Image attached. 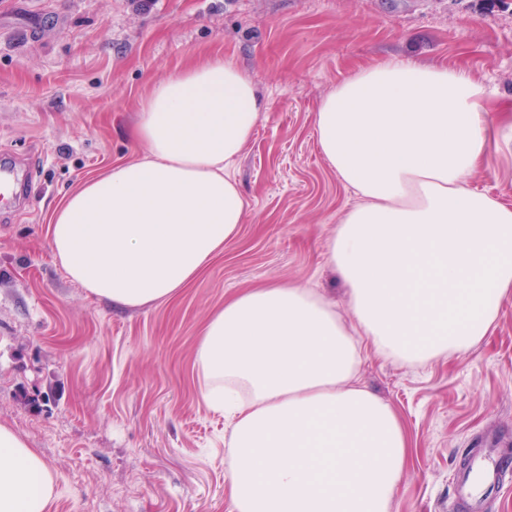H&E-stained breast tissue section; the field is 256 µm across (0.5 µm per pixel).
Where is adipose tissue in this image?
<instances>
[{"label": "adipose tissue", "instance_id": "1", "mask_svg": "<svg viewBox=\"0 0 512 512\" xmlns=\"http://www.w3.org/2000/svg\"><path fill=\"white\" fill-rule=\"evenodd\" d=\"M497 100L462 70L386 61L319 102V149L359 197L328 242L352 320L289 281L209 315L194 367L230 428L235 512H389L408 441L358 382L359 343L425 364L478 345L512 296V205L470 186L492 168ZM264 110L219 55L157 82L137 118L142 156L57 205L54 260L118 306L174 298L240 231L249 203L232 166ZM52 491L42 457L0 424V512H47Z\"/></svg>", "mask_w": 512, "mask_h": 512}]
</instances>
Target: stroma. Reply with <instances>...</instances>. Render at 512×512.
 Listing matches in <instances>:
<instances>
[{"label": "stroma", "mask_w": 512, "mask_h": 512, "mask_svg": "<svg viewBox=\"0 0 512 512\" xmlns=\"http://www.w3.org/2000/svg\"><path fill=\"white\" fill-rule=\"evenodd\" d=\"M213 55L266 104L233 166L249 202L238 236L172 300L89 296L52 257L49 215L82 180L139 158L132 129L153 84ZM387 60L460 68L511 101L512 0H0V154L22 161L27 185L22 207L0 210V423L49 468L48 512H234L196 342L225 300L277 281L348 319L327 242L359 198L320 152L314 113ZM493 156L472 186L512 204V153ZM359 378L410 442L390 512H448L453 472L483 437L512 459V298L478 346L411 366L367 345Z\"/></svg>", "instance_id": "stroma-1"}]
</instances>
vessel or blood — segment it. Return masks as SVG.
<instances>
[{
  "label": "vessel or blood",
  "mask_w": 512,
  "mask_h": 512,
  "mask_svg": "<svg viewBox=\"0 0 512 512\" xmlns=\"http://www.w3.org/2000/svg\"><path fill=\"white\" fill-rule=\"evenodd\" d=\"M511 468L496 449H475L455 477L453 512H488L489 490L502 487L503 477Z\"/></svg>",
  "instance_id": "obj_1"
}]
</instances>
